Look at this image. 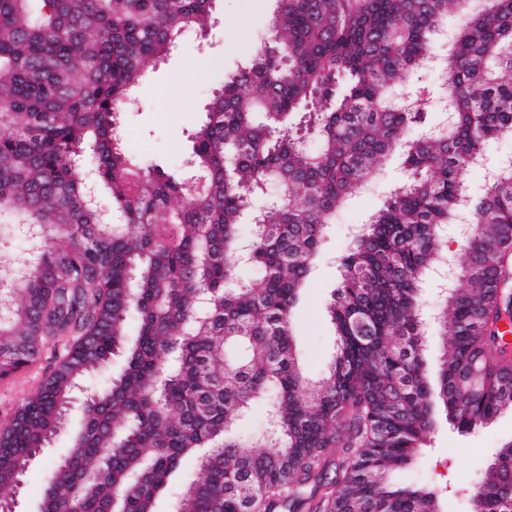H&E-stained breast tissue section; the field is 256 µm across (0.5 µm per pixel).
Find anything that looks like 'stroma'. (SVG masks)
<instances>
[{"mask_svg": "<svg viewBox=\"0 0 512 512\" xmlns=\"http://www.w3.org/2000/svg\"><path fill=\"white\" fill-rule=\"evenodd\" d=\"M272 10L273 0H214L204 32H187L140 83L136 105L119 112L116 132L125 153L144 163L158 161L185 167L192 135L204 120L215 89L260 49L269 32ZM191 67L196 75L190 79L186 72ZM408 177L401 152L392 153L382 171L325 229L295 313L297 352L302 371L311 380L322 376L336 349L328 307L340 285L342 260L349 254L358 228L383 207ZM420 294L423 314L431 319L439 308L433 275L424 277ZM440 344V325L431 319L425 336L428 369L437 367ZM55 353V347H47L40 361L0 378V424L12 418L23 398L51 370ZM123 363V358H114L83 381L64 427L28 467L14 498V512H38L51 466L67 455L74 434L83 425L86 393L105 387ZM510 438L511 409L503 411L490 427L470 433L459 432L445 417H438L421 454L411 465L397 471L393 480L433 491L439 512H470L468 487L480 477L496 448Z\"/></svg>", "mask_w": 512, "mask_h": 512, "instance_id": "stroma-1", "label": "stroma"}]
</instances>
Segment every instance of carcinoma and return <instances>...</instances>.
Returning a JSON list of instances; mask_svg holds the SVG:
<instances>
[{"label":"carcinoma","mask_w":512,"mask_h":512,"mask_svg":"<svg viewBox=\"0 0 512 512\" xmlns=\"http://www.w3.org/2000/svg\"><path fill=\"white\" fill-rule=\"evenodd\" d=\"M212 4L0 0V224L40 232L0 294V377L67 341L0 425V512L81 382L117 353L124 369L84 400L41 512H70L76 497L83 512H155L191 454L198 475L174 512H436L433 492L392 472L414 461L436 412L471 432L512 408V161L468 208L434 382L419 293L467 171L512 132V0L471 12L461 0H275L263 46L193 135V186L183 169L132 160L114 131L139 81ZM451 17L463 18L439 56L451 127L411 140L425 103L397 85L435 56ZM396 149L410 179L342 262L337 349L313 385L294 342L299 290L325 226ZM87 167L117 212L110 224L88 203ZM270 182L281 194L267 201ZM246 243L256 280L238 274ZM258 406L278 434L266 453L233 431ZM471 498L472 512H512V440Z\"/></svg>","instance_id":"carcinoma-1"}]
</instances>
